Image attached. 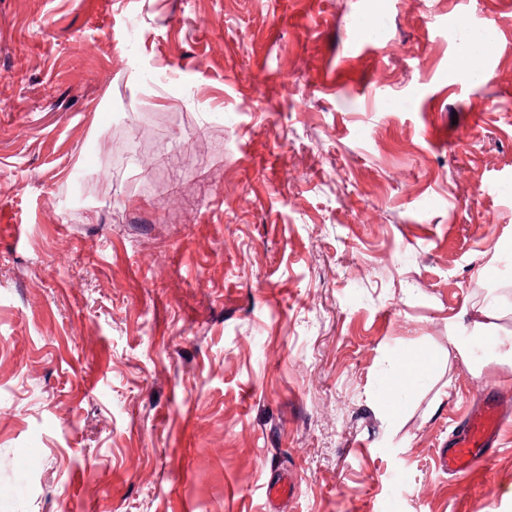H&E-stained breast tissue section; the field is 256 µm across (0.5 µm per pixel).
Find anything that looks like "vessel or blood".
I'll return each instance as SVG.
<instances>
[{"label":"vessel or blood","mask_w":512,"mask_h":512,"mask_svg":"<svg viewBox=\"0 0 512 512\" xmlns=\"http://www.w3.org/2000/svg\"><path fill=\"white\" fill-rule=\"evenodd\" d=\"M504 420L502 401L496 395H485L466 413L461 429L447 447L438 450V470L460 480L479 472L498 445ZM295 489L293 479L270 480L265 484V497L268 503L273 504L292 498Z\"/></svg>","instance_id":"vessel-or-blood-1"}]
</instances>
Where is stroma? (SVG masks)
<instances>
[{
  "label": "stroma",
  "mask_w": 512,
  "mask_h": 512,
  "mask_svg": "<svg viewBox=\"0 0 512 512\" xmlns=\"http://www.w3.org/2000/svg\"><path fill=\"white\" fill-rule=\"evenodd\" d=\"M503 101L512 0H0V512H512ZM413 359L415 358L407 359L400 365L397 377L389 387L391 392L401 390L416 380L417 377L423 375L426 371H429V367L427 365L414 364L412 362ZM502 401L486 394L463 418L461 429L437 452L439 471L466 480L485 465L497 448L505 420ZM295 489L296 486L292 477L278 480L270 479L265 484V497L267 502L272 506V504L277 501L292 498Z\"/></svg>",
  "instance_id": "35a3bbf8"
}]
</instances>
